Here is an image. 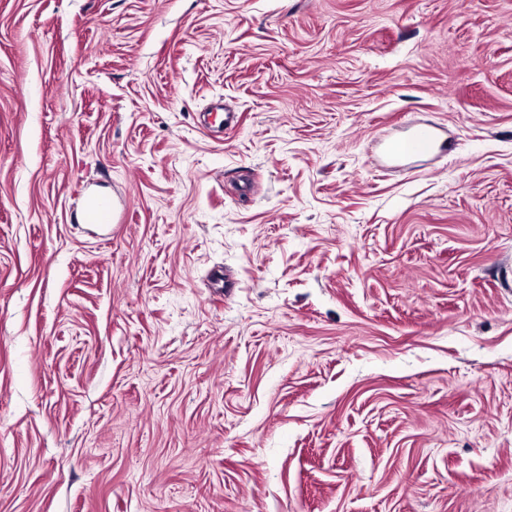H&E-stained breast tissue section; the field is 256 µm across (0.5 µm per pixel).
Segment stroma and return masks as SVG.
Masks as SVG:
<instances>
[{
  "instance_id": "stroma-1",
  "label": "stroma",
  "mask_w": 512,
  "mask_h": 512,
  "mask_svg": "<svg viewBox=\"0 0 512 512\" xmlns=\"http://www.w3.org/2000/svg\"><path fill=\"white\" fill-rule=\"evenodd\" d=\"M0 512H512V0H0ZM443 146L441 135L436 127H416L406 137L387 144L391 157L403 158L413 154L429 152ZM80 220L84 224H111L112 203L110 199L88 196L80 211Z\"/></svg>"
}]
</instances>
